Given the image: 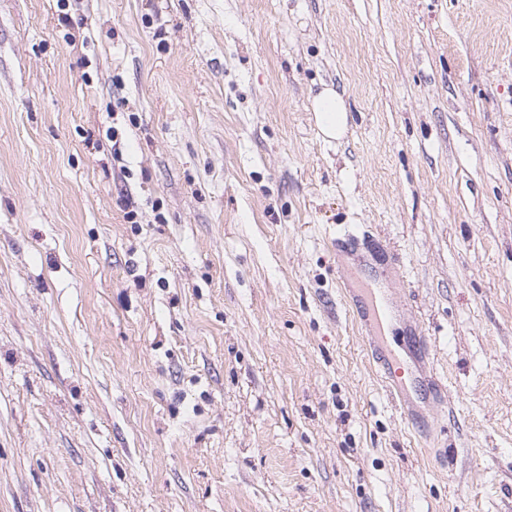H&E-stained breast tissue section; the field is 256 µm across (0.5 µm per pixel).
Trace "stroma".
I'll return each mask as SVG.
<instances>
[{"label": "stroma", "mask_w": 512, "mask_h": 512, "mask_svg": "<svg viewBox=\"0 0 512 512\" xmlns=\"http://www.w3.org/2000/svg\"><path fill=\"white\" fill-rule=\"evenodd\" d=\"M0 512H512V0H0ZM316 124L322 135L330 140L340 138L348 125V106L342 94L324 89L312 100ZM372 354L376 359L386 388L391 399L399 407L402 413L409 411V388H412V371L405 369L404 362L397 358L391 352H386L381 342V336H378L373 328H370V334L366 336ZM410 375V376H409Z\"/></svg>", "instance_id": "1"}]
</instances>
